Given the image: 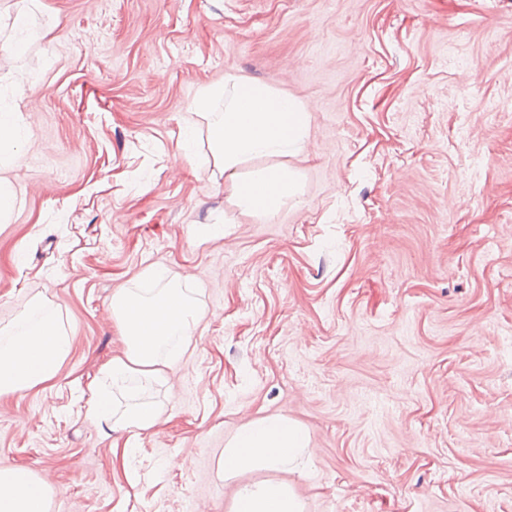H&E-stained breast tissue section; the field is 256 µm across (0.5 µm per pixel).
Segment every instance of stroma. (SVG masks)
<instances>
[{"mask_svg": "<svg viewBox=\"0 0 512 512\" xmlns=\"http://www.w3.org/2000/svg\"><path fill=\"white\" fill-rule=\"evenodd\" d=\"M21 11L0 326L44 296L71 348L0 396V469L46 480L49 512H229L269 478L304 512H512V0H0V28ZM228 72L310 114L297 155L241 169L299 180L265 215L184 146ZM150 264L206 316L131 438L84 404L124 349L112 295ZM270 415L308 429L303 469L225 479Z\"/></svg>", "mask_w": 512, "mask_h": 512, "instance_id": "1", "label": "stroma"}]
</instances>
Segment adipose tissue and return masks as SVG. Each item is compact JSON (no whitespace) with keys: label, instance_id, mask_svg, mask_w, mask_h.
<instances>
[{"label":"adipose tissue","instance_id":"adipose-tissue-1","mask_svg":"<svg viewBox=\"0 0 512 512\" xmlns=\"http://www.w3.org/2000/svg\"><path fill=\"white\" fill-rule=\"evenodd\" d=\"M141 288L119 289L112 315L124 350L104 363L86 403L88 417L113 431L137 436L155 428L160 411L144 396L150 384L188 351L204 316L169 269L150 265L138 275ZM70 352L57 307L35 299L13 323L0 327V395L29 391L52 381ZM307 429L285 417L267 416L243 425L219 460L225 479L258 469L297 471L304 466ZM48 483L24 468L0 470V512H49ZM230 512H304L291 488L276 480L238 486Z\"/></svg>","mask_w":512,"mask_h":512}]
</instances>
